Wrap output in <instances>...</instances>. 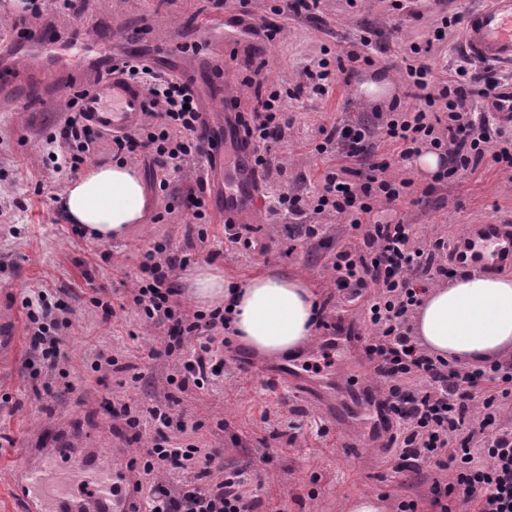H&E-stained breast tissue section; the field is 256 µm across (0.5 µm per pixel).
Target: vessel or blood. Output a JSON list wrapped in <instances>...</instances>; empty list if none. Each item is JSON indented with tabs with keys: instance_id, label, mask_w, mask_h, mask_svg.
<instances>
[{
	"instance_id": "vessel-or-blood-1",
	"label": "vessel or blood",
	"mask_w": 512,
	"mask_h": 512,
	"mask_svg": "<svg viewBox=\"0 0 512 512\" xmlns=\"http://www.w3.org/2000/svg\"><path fill=\"white\" fill-rule=\"evenodd\" d=\"M185 21L223 31L226 43L231 45L245 37L239 22H225L220 15L190 14ZM84 41V34L79 31L71 36L69 46ZM461 44L471 59L512 65V0H483L482 5L471 8ZM69 46L50 52L35 85L39 96L75 83L77 109L92 127L108 132L132 128L144 110V93L137 82L123 74L122 68L125 62L139 59V49L129 44L119 54L89 51L83 53L77 70L73 71L64 63ZM152 66L158 72L175 74L190 87L200 88L201 128L206 134L209 154L206 185L210 196L220 201L219 218L228 224L240 223L242 209L259 210L261 197L256 192L251 154L228 160L224 133L212 119L217 108L231 97L228 87L220 81L224 74L222 64L198 54L182 59L171 55L157 58ZM21 85L20 68H0L1 102L16 97ZM479 244L491 247L487 263L512 264V225H467L461 241L450 245L452 261L465 264L469 252ZM51 454L47 464L23 469L27 497L37 503L36 512H139L133 493L123 489L126 466L121 460L97 448H55Z\"/></svg>"
}]
</instances>
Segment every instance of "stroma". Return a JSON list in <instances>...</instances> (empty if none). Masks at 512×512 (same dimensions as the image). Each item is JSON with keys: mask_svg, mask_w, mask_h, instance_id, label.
<instances>
[{"mask_svg": "<svg viewBox=\"0 0 512 512\" xmlns=\"http://www.w3.org/2000/svg\"><path fill=\"white\" fill-rule=\"evenodd\" d=\"M472 2L322 0L312 13L286 7L283 0H248L244 6L238 0H77L74 11L61 0H41L36 16L0 5V40L24 24L57 43L75 26L86 25L91 40L109 49L112 41L102 37L109 21L145 36L153 50L221 53L239 112H250L256 95L275 90L288 115L284 135L258 147L268 160L260 171L264 202L293 189L312 200L327 169L346 166L365 174L385 161L395 174L412 178L414 190L392 210L378 213V220L409 224L428 240L453 241L469 224L512 225V178L488 160L476 170H459L451 181L434 182L400 160L375 116L418 107V100L407 96L402 75L411 44L442 28L443 17L466 15ZM199 8L265 22L279 33L272 42L250 40L241 53L212 34L180 27L181 18ZM444 30L443 40L419 57L437 82L454 80L461 59V26ZM351 51L362 59L350 79L336 76L325 95L298 89L304 68L323 60L335 71ZM385 79L394 89L390 100L359 95L361 82ZM72 95L65 90L35 110L0 104V309L11 311L18 336L16 353L0 359V512H19L14 464L24 449L51 448L63 436L73 448L114 449L138 458L156 439L150 418L155 407L173 422L165 431L172 445L215 452L210 481L247 466L251 479L242 492L257 500V512H348L350 499L364 493L386 496L387 512H396L407 497L428 512V486L406 482L395 472L396 445L389 433L372 428L365 390L376 381L362 368L370 334L368 301L349 303L341 315L330 297L336 251L359 244L349 224L330 211L318 218L323 229L317 238H293L284 229L288 216L267 207L258 216L245 214L248 244L231 250L214 210H207L201 225L182 207L181 194L200 185L197 168L171 174V189L163 192L156 167L141 155L135 163L153 204L146 223L107 244L78 235L59 204L74 174L65 161H50L52 147L45 141L63 126ZM346 122L366 127V152L355 158L314 154L320 126ZM160 241L187 255L192 267L210 263L236 277L262 269L303 277L324 306V326L308 347L283 360H262L232 345L220 376L206 388L181 385L177 377L192 339L172 343L171 323H147L125 303L141 275L144 253ZM38 298L66 308L50 332L60 356L49 373L31 348L27 329L24 302ZM106 301L117 303L115 315L104 314ZM340 316L354 325L357 339L322 348L328 324ZM130 415L139 418L138 429L128 427Z\"/></svg>", "mask_w": 512, "mask_h": 512, "instance_id": "35a3bbf8", "label": "stroma"}]
</instances>
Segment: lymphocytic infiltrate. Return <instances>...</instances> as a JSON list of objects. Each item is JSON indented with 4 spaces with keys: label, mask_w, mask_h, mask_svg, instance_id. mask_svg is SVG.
Here are the masks:
<instances>
[{
    "label": "lymphocytic infiltrate",
    "mask_w": 512,
    "mask_h": 512,
    "mask_svg": "<svg viewBox=\"0 0 512 512\" xmlns=\"http://www.w3.org/2000/svg\"><path fill=\"white\" fill-rule=\"evenodd\" d=\"M127 76L145 90L147 105L139 127L114 135L118 152H150L161 169L182 171L190 159L205 157L200 114L192 89L180 81L159 76L144 61L127 65ZM457 80L434 84L425 65H406L405 77L412 95L421 102L411 112H392L380 129L400 160L407 161L431 147L440 153L442 169L436 181L454 177L459 170L478 168L492 159L512 172V147H494L487 125L472 118V97H488L499 80L471 73L459 65ZM279 94L258 98L248 117L237 123L248 141L267 142L287 124ZM101 137L80 113L70 115L48 143L63 141L70 150V167L79 169ZM412 179L396 178L388 164L377 165L362 181L349 177L348 169L326 172L313 214L334 211L358 230L360 247L337 251L332 282L338 290L362 295L372 290L368 302L372 335L364 346L366 368L387 387L382 405L401 429L406 468L421 472L437 458L453 465L448 486L433 482L431 506L452 512L445 503L453 491L464 512H512V430L491 431L503 401L512 399V364L494 361L474 371L449 368L447 361L418 346L407 321L421 302L427 284L448 276V243L442 239L421 242L411 225L381 222L379 209L407 196ZM187 262L185 255L157 244L141 264L143 277L129 295L132 304L152 322H173L179 334L199 337L182 364L183 382L204 388L223 367L212 334L225 325L223 309L188 314L175 300L172 275ZM241 472L208 485L172 490L156 484L148 512H254L256 503L240 490Z\"/></svg>",
    "instance_id": "f902f5d3"
}]
</instances>
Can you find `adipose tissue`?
Instances as JSON below:
<instances>
[{"label": "adipose tissue", "instance_id": "adipose-tissue-1", "mask_svg": "<svg viewBox=\"0 0 512 512\" xmlns=\"http://www.w3.org/2000/svg\"><path fill=\"white\" fill-rule=\"evenodd\" d=\"M151 208L138 169L128 163L91 165L62 194L67 221L100 243L125 238ZM186 293L203 309L227 306L237 342L264 359L294 355L314 335L315 296L293 274L264 271L233 284L223 268L205 264L189 274ZM413 331L427 352L454 365L512 356V275L473 269L428 289Z\"/></svg>", "mask_w": 512, "mask_h": 512}]
</instances>
